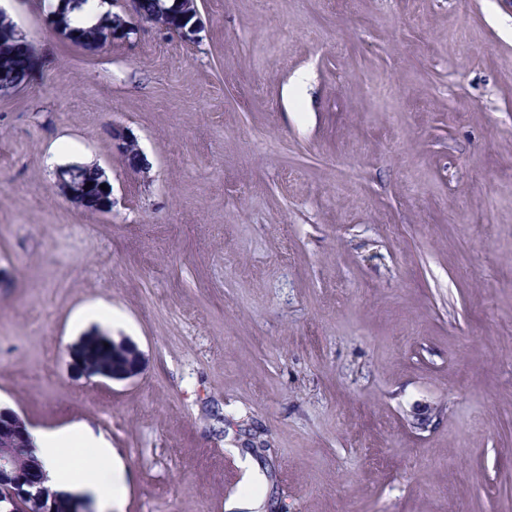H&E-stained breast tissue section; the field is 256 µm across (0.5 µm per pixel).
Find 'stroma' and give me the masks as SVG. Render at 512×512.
Masks as SVG:
<instances>
[{
  "instance_id": "obj_1",
  "label": "stroma",
  "mask_w": 512,
  "mask_h": 512,
  "mask_svg": "<svg viewBox=\"0 0 512 512\" xmlns=\"http://www.w3.org/2000/svg\"><path fill=\"white\" fill-rule=\"evenodd\" d=\"M0 95V406L108 441L92 512H512V0H198ZM151 169L132 174L110 124ZM107 167L87 212L53 171ZM99 329L132 374H84ZM107 134L125 166L132 173L147 177L150 163L139 147L137 138L129 130L114 124L107 128ZM82 166L96 167L98 170V178L92 190H89L85 184L93 181L95 173L89 168H82ZM78 168H82L85 184L79 183ZM101 184H106L107 191L101 189ZM55 187L66 199L92 213L110 214L119 203L114 195L112 182L106 169L97 163H70L59 166L55 171Z\"/></svg>"
}]
</instances>
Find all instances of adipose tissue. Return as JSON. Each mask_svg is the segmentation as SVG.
I'll return each instance as SVG.
<instances>
[{"mask_svg":"<svg viewBox=\"0 0 512 512\" xmlns=\"http://www.w3.org/2000/svg\"><path fill=\"white\" fill-rule=\"evenodd\" d=\"M32 438L50 486L60 489L88 487L103 502L121 500L125 492L123 468L113 461L112 450L106 441L95 444L104 462L103 467L96 468L71 460L76 449L90 443L81 430H37Z\"/></svg>","mask_w":512,"mask_h":512,"instance_id":"obj_1","label":"adipose tissue"}]
</instances>
